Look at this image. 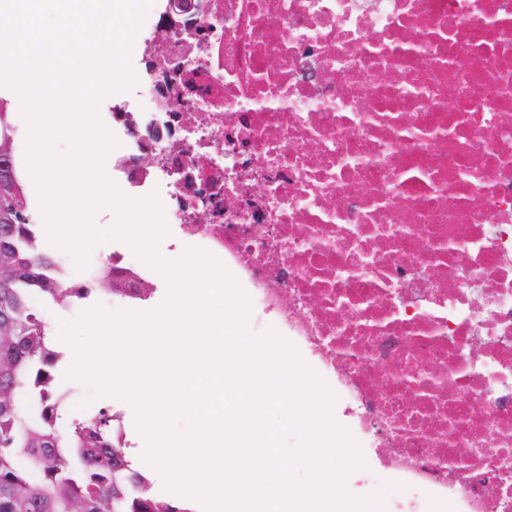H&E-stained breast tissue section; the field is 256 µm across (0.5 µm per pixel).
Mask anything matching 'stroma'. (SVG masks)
Returning <instances> with one entry per match:
<instances>
[{"instance_id": "stroma-1", "label": "stroma", "mask_w": 512, "mask_h": 512, "mask_svg": "<svg viewBox=\"0 0 512 512\" xmlns=\"http://www.w3.org/2000/svg\"><path fill=\"white\" fill-rule=\"evenodd\" d=\"M165 4L163 0H154L141 28L134 37L130 65L139 81L130 89L112 94L106 104L101 105L98 115L101 121L112 124V135L125 147H133L134 138L129 134L122 120L110 119V112H145L150 110L148 86L142 83L141 78L147 73L146 53L144 51L145 40L151 39L161 22V16ZM112 241H104L96 245L90 254V265L87 270L76 271L73 259L67 252L55 247L51 243H44L46 252L58 258L67 273V278L75 284H87L92 288L91 296L86 300H77L67 307H60L44 302H37L36 308L43 320L52 327L65 322L76 320L82 312L94 306L100 305L109 310H130L136 312H148L158 308L168 294V283L158 271H151L148 276L154 292L149 300L129 302L114 296L106 291L95 288V276L103 263L112 254ZM71 364L70 359H63L56 367L54 374L56 383L60 389L69 391L70 397L62 409V424L71 421H85L92 418L99 410L107 409L120 417V424L129 444L128 455L134 460L136 467L145 473L151 482L152 494L162 500L183 504V497L168 491L164 487V481L160 473L148 465L142 459V453L146 446L143 436L136 426V413L134 407L127 401L106 396L97 399L87 408H80L79 403L87 393V387L81 382L66 380L64 374ZM330 390L335 391L336 400L334 410L336 422L349 431L354 440L359 444L364 464L352 470L346 477L345 488L347 492L357 498H375L380 503L382 512H447L448 505L436 493L428 491L422 493L417 499L414 508H406L405 502L409 492L404 486L401 472L395 462L380 460L369 438L365 437L355 424L350 414L347 397L339 392L337 383H330Z\"/></svg>"}]
</instances>
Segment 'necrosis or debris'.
<instances>
[{
  "instance_id": "obj_1",
  "label": "necrosis or debris",
  "mask_w": 512,
  "mask_h": 512,
  "mask_svg": "<svg viewBox=\"0 0 512 512\" xmlns=\"http://www.w3.org/2000/svg\"><path fill=\"white\" fill-rule=\"evenodd\" d=\"M174 123L242 207L206 235L359 427L469 512H512V0H205ZM169 217L196 236L163 168Z\"/></svg>"
}]
</instances>
